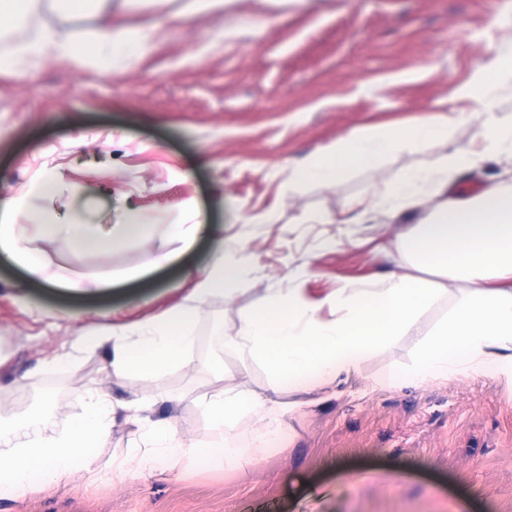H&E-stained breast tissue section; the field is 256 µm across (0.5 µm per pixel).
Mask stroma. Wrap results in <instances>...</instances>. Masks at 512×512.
<instances>
[{
    "label": "stroma",
    "instance_id": "obj_1",
    "mask_svg": "<svg viewBox=\"0 0 512 512\" xmlns=\"http://www.w3.org/2000/svg\"><path fill=\"white\" fill-rule=\"evenodd\" d=\"M190 2L117 0L107 13L70 16L59 5L38 18L78 35L146 34L143 47H126L121 69L104 55L0 68V202L23 200L18 223L73 211L106 228L131 208L168 224L195 205L214 228L145 278L83 294L31 283L0 255V421L55 436L98 389L153 401V418L205 446L217 433L203 405L229 384L299 402L285 417L290 439L235 472L183 461L106 485L80 471L66 486L0 499V512H512V389L484 378L398 383L445 307L367 355L359 376L318 407L288 385L270 388L231 350L200 346L282 289L315 302L414 273L396 243L441 201L512 190V159L489 158L448 184L419 186L420 205L368 206L408 171L484 149L485 121L512 125L511 80L487 108L458 96L479 68L512 55V0H224L192 15ZM460 111L470 117L447 139L393 147L328 185L297 176L344 135ZM47 170L64 189L30 193ZM320 212L326 223L314 222ZM35 246L50 272L89 281L143 268L158 251L138 239L105 253L76 251L63 237ZM222 255L250 256V270L233 298L203 305L185 362L158 380L110 375V335L190 304L197 276ZM378 376L387 386L366 392Z\"/></svg>",
    "mask_w": 512,
    "mask_h": 512
}]
</instances>
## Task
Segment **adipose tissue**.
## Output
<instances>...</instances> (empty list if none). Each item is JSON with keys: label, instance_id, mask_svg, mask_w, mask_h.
Returning <instances> with one entry per match:
<instances>
[{"label": "adipose tissue", "instance_id": "adipose-tissue-1", "mask_svg": "<svg viewBox=\"0 0 512 512\" xmlns=\"http://www.w3.org/2000/svg\"><path fill=\"white\" fill-rule=\"evenodd\" d=\"M117 40L108 30L78 36L42 27L17 43L7 57H0V66L17 60L32 66L52 58L91 60L101 45ZM452 124L446 118L411 129L350 134L319 151L300 176L332 182L348 168L374 166L393 146L424 136L447 138ZM20 206L13 200L0 207V252L32 281L59 282L78 292L87 289L81 277L60 280L50 274L32 246L34 239L63 236L78 251L105 253L132 239L155 238L159 250L148 264L159 267L177 252L192 248L208 229L198 210L191 218L179 216L169 224H146L131 214L106 231L54 218L19 224L15 215ZM405 246L417 274L391 273L378 287L339 288L315 303L301 289H288L260 300L230 334L216 336V346L261 367L271 387L286 380L298 391L324 392L358 374L366 354L395 344L426 311L445 303L446 316L419 345L412 363L402 370L400 383L423 385L483 375L512 387V192L487 191L447 200ZM247 269L244 260L222 259L198 277L193 304L113 335L108 371L122 378H163L182 362L202 304L214 295H231ZM425 270L436 274V281L422 278ZM120 407L130 411L137 437L126 456L97 471V480L104 483L117 474L145 478L181 458L228 471L262 461L285 439L284 417L296 405L225 387L205 406L219 438L200 448L184 445L172 421L152 419L150 403L120 406L93 390L72 426L59 436L24 440L14 427L0 424V498L18 499L93 467L94 450L108 441Z\"/></svg>", "mask_w": 512, "mask_h": 512}]
</instances>
